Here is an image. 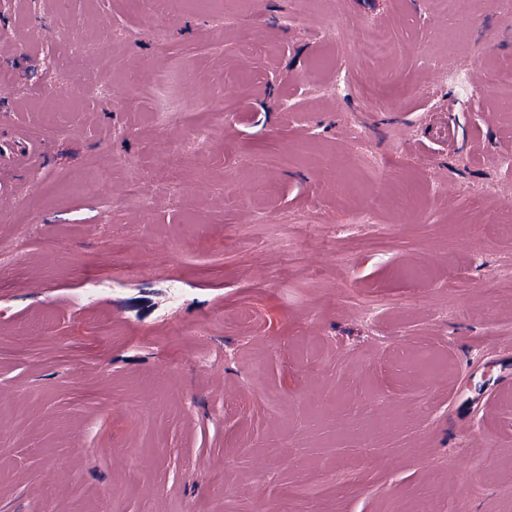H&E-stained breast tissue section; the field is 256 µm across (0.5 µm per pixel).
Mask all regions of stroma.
Masks as SVG:
<instances>
[{"instance_id":"obj_1","label":"stroma","mask_w":512,"mask_h":512,"mask_svg":"<svg viewBox=\"0 0 512 512\" xmlns=\"http://www.w3.org/2000/svg\"><path fill=\"white\" fill-rule=\"evenodd\" d=\"M292 7L224 0L218 27L186 0L145 15L69 0L102 54L79 64L89 87L33 97L48 55L65 54L63 18L55 0H0V136L47 140L28 168L0 167V242L23 243L0 272V512H389L431 488L438 512H512V394L491 387L512 357V296L494 298L493 321L474 316L484 279L512 268L496 224L512 201V123L493 93L512 65V10L311 0L287 27ZM330 18L347 40L328 36ZM370 23L391 57L362 48ZM452 29L468 65L456 76L426 63ZM322 58L345 63L344 82L315 70ZM174 63L208 94L171 92L166 110L224 111L205 145L155 126L156 98L126 80ZM383 73L380 106L362 90ZM436 112L455 150L427 135ZM163 141L184 147L176 172ZM127 159L150 212L129 197ZM107 165L106 215L84 184ZM386 178L417 180L421 205L335 238ZM101 320L115 336L95 335ZM412 350L442 351L449 370L403 375L393 363ZM478 391L485 406L457 421ZM319 470L335 497H296Z\"/></svg>"}]
</instances>
